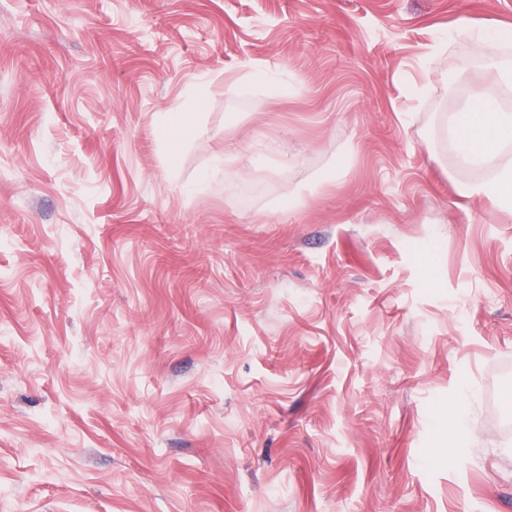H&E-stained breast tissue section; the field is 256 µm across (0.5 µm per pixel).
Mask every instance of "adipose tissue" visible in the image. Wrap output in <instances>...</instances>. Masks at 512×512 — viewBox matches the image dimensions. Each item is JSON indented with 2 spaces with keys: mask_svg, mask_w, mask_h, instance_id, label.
Returning a JSON list of instances; mask_svg holds the SVG:
<instances>
[{
  "mask_svg": "<svg viewBox=\"0 0 512 512\" xmlns=\"http://www.w3.org/2000/svg\"><path fill=\"white\" fill-rule=\"evenodd\" d=\"M453 36L465 55L481 62L491 79L490 85H474L448 120L457 172L464 177L474 168L492 167V176L469 184L466 196L492 200L511 212L512 164L503 161L502 156L512 150V112L502 110L497 93L512 92V61L491 54L487 44L492 39L511 43L512 25L479 32L461 25L454 29Z\"/></svg>",
  "mask_w": 512,
  "mask_h": 512,
  "instance_id": "obj_1",
  "label": "adipose tissue"
}]
</instances>
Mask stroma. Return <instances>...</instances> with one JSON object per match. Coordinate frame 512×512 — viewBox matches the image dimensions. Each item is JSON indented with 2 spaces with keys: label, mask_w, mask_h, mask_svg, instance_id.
Listing matches in <instances>:
<instances>
[{
  "label": "stroma",
  "mask_w": 512,
  "mask_h": 512,
  "mask_svg": "<svg viewBox=\"0 0 512 512\" xmlns=\"http://www.w3.org/2000/svg\"><path fill=\"white\" fill-rule=\"evenodd\" d=\"M499 21L0 0V512H512V213L444 131ZM206 95V90H200L197 93L193 104L187 108L181 109L178 112L172 113L170 122L164 130V137L170 143H178L180 141L186 127L190 125L195 119L196 112L194 111L201 107L205 101Z\"/></svg>",
  "instance_id": "35a3bbf8"
}]
</instances>
